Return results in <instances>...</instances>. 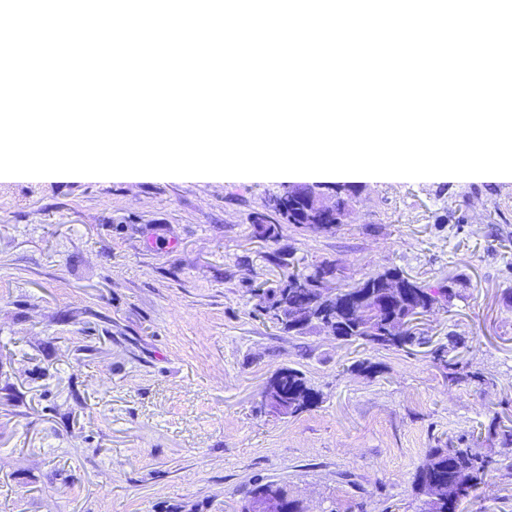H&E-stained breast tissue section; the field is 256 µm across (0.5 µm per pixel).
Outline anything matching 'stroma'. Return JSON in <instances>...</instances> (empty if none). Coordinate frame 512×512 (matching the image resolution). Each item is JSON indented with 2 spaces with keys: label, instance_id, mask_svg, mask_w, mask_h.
Returning a JSON list of instances; mask_svg holds the SVG:
<instances>
[{
  "label": "stroma",
  "instance_id": "obj_1",
  "mask_svg": "<svg viewBox=\"0 0 512 512\" xmlns=\"http://www.w3.org/2000/svg\"><path fill=\"white\" fill-rule=\"evenodd\" d=\"M288 186L0 178V512H242L267 482L306 512H416L437 442L477 432L498 454L480 429L512 427V180L355 181L347 223L266 238L253 218ZM325 262L337 288L395 269L456 296L404 350L258 312L259 291ZM452 335L470 381L435 358ZM285 368L317 406L268 411ZM457 512H512V473Z\"/></svg>",
  "mask_w": 512,
  "mask_h": 512
}]
</instances>
